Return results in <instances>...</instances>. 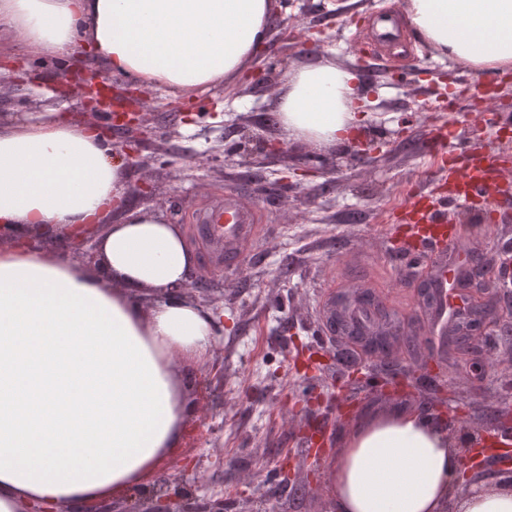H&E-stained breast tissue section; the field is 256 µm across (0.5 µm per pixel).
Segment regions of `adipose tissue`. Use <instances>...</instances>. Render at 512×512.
I'll return each mask as SVG.
<instances>
[{
  "instance_id": "1",
  "label": "adipose tissue",
  "mask_w": 512,
  "mask_h": 512,
  "mask_svg": "<svg viewBox=\"0 0 512 512\" xmlns=\"http://www.w3.org/2000/svg\"><path fill=\"white\" fill-rule=\"evenodd\" d=\"M274 0H0V29L38 53L88 50L112 72L205 89L264 42ZM419 40L480 72L512 65V0H405ZM357 78L320 60L289 73L282 138L345 145L364 117ZM125 163L61 116L0 129V512L87 503L136 483L175 447L178 356L205 361L213 318L176 299L196 264L176 225L128 205ZM121 213L113 221V213ZM95 235L75 267L30 235ZM461 460L420 413L365 419L332 466L336 512H512V488L458 492Z\"/></svg>"
}]
</instances>
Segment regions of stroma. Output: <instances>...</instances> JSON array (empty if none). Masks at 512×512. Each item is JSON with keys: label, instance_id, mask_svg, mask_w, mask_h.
Segmentation results:
<instances>
[{"label": "stroma", "instance_id": "stroma-1", "mask_svg": "<svg viewBox=\"0 0 512 512\" xmlns=\"http://www.w3.org/2000/svg\"><path fill=\"white\" fill-rule=\"evenodd\" d=\"M275 16L295 36L268 31L264 55L253 56L242 75L188 96L176 88L147 85L157 116L155 131L124 152L130 189H144L136 206L156 210L177 224L197 257L196 272L212 289L204 306L215 319L205 362H178L176 375L194 436H181L132 488L105 496L121 512L165 485L171 497L189 495L224 512H334L332 466L357 420L394 406L372 382H352L336 355L345 344L323 324L325 304L363 284L403 320L431 327L417 304L420 278L433 259L412 243L411 206H428L453 191V169L466 168L471 151L488 156L497 180L512 182V70L482 75L459 61L437 57L407 37V51L374 53L377 16L403 20L399 0H275ZM327 58L354 72L359 88H372L358 105L368 112L360 140L367 155L335 148L316 150L304 141H282L279 130L256 125L242 132L236 118L274 106L290 70ZM72 57L47 59L0 30V125L47 112H72L76 96H59L60 73ZM454 77L447 86L446 77ZM453 126L457 145L437 144V129ZM278 139L267 155L260 140ZM261 161L262 195L250 202L261 214L236 250L234 264L208 268L196 219L214 198L238 191L239 177ZM331 191H324V184ZM454 230L438 249L456 279L466 250L497 251L506 242L498 221L512 223V198L492 197L470 211L448 208ZM337 396L350 405L339 415L328 403L318 412L326 452L316 456L292 416L308 395ZM502 389L475 379L448 391L467 402L463 426L478 422ZM311 468L303 496L288 485L291 463Z\"/></svg>", "mask_w": 512, "mask_h": 512}]
</instances>
